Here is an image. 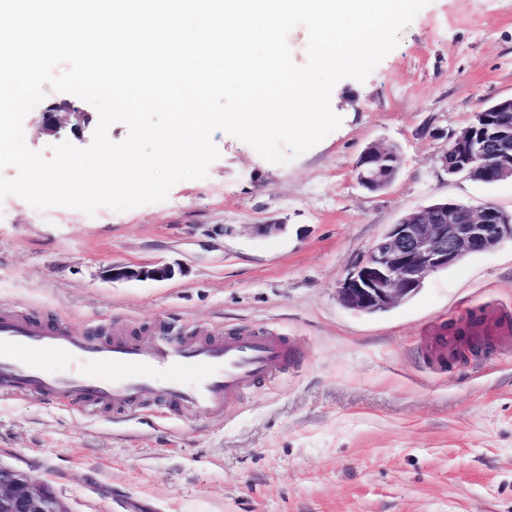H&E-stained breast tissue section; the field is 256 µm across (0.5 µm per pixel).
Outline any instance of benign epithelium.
<instances>
[{"mask_svg":"<svg viewBox=\"0 0 512 512\" xmlns=\"http://www.w3.org/2000/svg\"><path fill=\"white\" fill-rule=\"evenodd\" d=\"M74 117L71 132L79 137L86 119L84 110L67 104L63 110L49 106L43 112V130L56 135ZM475 116L489 117L495 131L481 132L469 125L448 138V150L441 155L442 168L449 174L464 173L487 183L512 180V97L502 98L492 109ZM388 148L374 143L367 146L355 164L358 184L378 193L397 178L403 164H385ZM512 239V225L500 210L489 204L480 211L448 199L434 206L405 214L375 241L361 261L337 283L341 304L352 311L374 314L386 311L416 293L426 278L451 267L467 256L487 252L505 239ZM184 274L180 266L156 263L133 267L111 265L104 277L113 282L128 280H172ZM0 512H70L46 483H37L21 469L0 464Z\"/></svg>","mask_w":512,"mask_h":512,"instance_id":"7a95c632","label":"benign epithelium"}]
</instances>
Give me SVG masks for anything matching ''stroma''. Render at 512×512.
<instances>
[{"mask_svg": "<svg viewBox=\"0 0 512 512\" xmlns=\"http://www.w3.org/2000/svg\"><path fill=\"white\" fill-rule=\"evenodd\" d=\"M512 97V0H429L365 81H339L340 126L286 164L222 131L206 178L166 201L89 216L0 200V309L82 336L285 337L286 367L214 418L160 393L115 411L0 397V463L52 486L71 512H512V240L430 275L364 315L339 279L408 210L448 198L512 213V180L448 175L451 133ZM26 145L52 158L71 132ZM399 148L389 188L359 186L371 143ZM277 225L274 233L260 232ZM183 266L168 281L112 282L113 264ZM489 354L448 362L438 337L469 314Z\"/></svg>", "mask_w": 512, "mask_h": 512, "instance_id": "obj_1", "label": "stroma"}]
</instances>
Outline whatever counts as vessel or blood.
<instances>
[{
	"mask_svg": "<svg viewBox=\"0 0 512 512\" xmlns=\"http://www.w3.org/2000/svg\"><path fill=\"white\" fill-rule=\"evenodd\" d=\"M287 359L285 339L269 333L91 341L0 310V394L38 393L89 411L119 410L158 390L170 410L218 416Z\"/></svg>",
	"mask_w": 512,
	"mask_h": 512,
	"instance_id": "obj_1",
	"label": "vessel or blood"
}]
</instances>
